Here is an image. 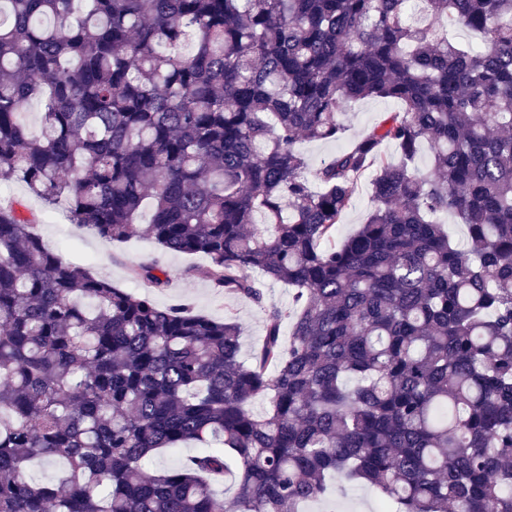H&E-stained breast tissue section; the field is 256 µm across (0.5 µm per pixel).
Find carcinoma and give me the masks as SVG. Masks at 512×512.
I'll return each instance as SVG.
<instances>
[{"mask_svg": "<svg viewBox=\"0 0 512 512\" xmlns=\"http://www.w3.org/2000/svg\"><path fill=\"white\" fill-rule=\"evenodd\" d=\"M422 4L0 0V179L100 239L205 254L264 322L246 358L234 313L160 307L0 205V512H302L335 479L392 512H512V0ZM372 97L400 108L307 177L297 144ZM187 442L204 450L146 475ZM35 460L64 467L33 483ZM372 173H366L357 183L352 208L346 213L336 230V242H340L351 235L359 224H363L372 209L371 179Z\"/></svg>", "mask_w": 512, "mask_h": 512, "instance_id": "cac0c4a2", "label": "carcinoma"}]
</instances>
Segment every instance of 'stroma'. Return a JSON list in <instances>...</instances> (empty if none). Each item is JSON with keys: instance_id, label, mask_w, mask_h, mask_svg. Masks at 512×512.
<instances>
[{"instance_id": "stroma-1", "label": "stroma", "mask_w": 512, "mask_h": 512, "mask_svg": "<svg viewBox=\"0 0 512 512\" xmlns=\"http://www.w3.org/2000/svg\"><path fill=\"white\" fill-rule=\"evenodd\" d=\"M398 108V102L390 99L353 101L340 119L343 132L338 140H303L299 142L298 150L309 169H316L331 154L353 143L387 113ZM0 199L23 202L37 218L38 230L45 243L49 247L63 249L68 259L85 264L94 275L121 288L148 292L160 306L184 299L192 304L195 312L215 319L223 318L225 310H234L241 327L243 355H250L260 345L264 335L261 310L233 294L217 291L202 274L209 264L206 255L166 252L143 238H131L121 243L103 241L71 224L63 208L47 207L28 191L23 182L17 180L0 181ZM144 262L158 263L166 270L167 288L147 291L141 283L130 279L129 267ZM379 504L380 498L373 489L340 482L329 499L308 503L306 512H377Z\"/></svg>"}]
</instances>
